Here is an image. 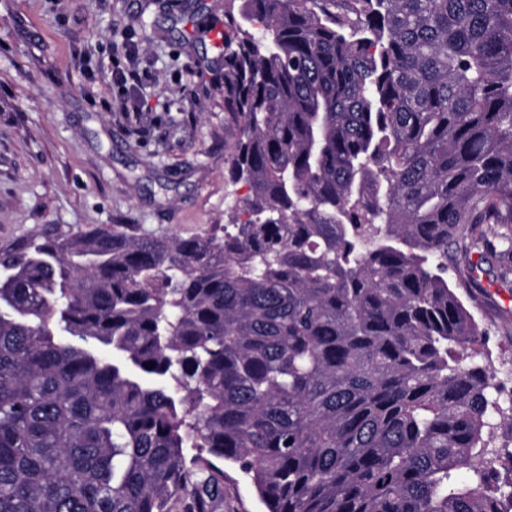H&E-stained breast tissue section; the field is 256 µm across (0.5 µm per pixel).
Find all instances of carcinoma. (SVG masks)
<instances>
[{
  "instance_id": "carcinoma-1",
  "label": "carcinoma",
  "mask_w": 512,
  "mask_h": 512,
  "mask_svg": "<svg viewBox=\"0 0 512 512\" xmlns=\"http://www.w3.org/2000/svg\"><path fill=\"white\" fill-rule=\"evenodd\" d=\"M219 71L244 217L0 250V512H224L218 460L266 512H512L448 284L512 276V0H226Z\"/></svg>"
}]
</instances>
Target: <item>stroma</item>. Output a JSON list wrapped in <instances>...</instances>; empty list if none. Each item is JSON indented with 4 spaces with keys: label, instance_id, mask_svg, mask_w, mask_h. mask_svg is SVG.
Wrapping results in <instances>:
<instances>
[{
    "label": "stroma",
    "instance_id": "obj_1",
    "mask_svg": "<svg viewBox=\"0 0 512 512\" xmlns=\"http://www.w3.org/2000/svg\"><path fill=\"white\" fill-rule=\"evenodd\" d=\"M223 29L224 0H0V249L88 226L188 237L231 223L248 190L229 178L206 65ZM131 45L143 110L105 111L111 78H88L76 52L105 61ZM480 283L460 292L481 333L469 360L512 407V280L488 264ZM223 469L235 512H264L250 479Z\"/></svg>",
    "mask_w": 512,
    "mask_h": 512
}]
</instances>
